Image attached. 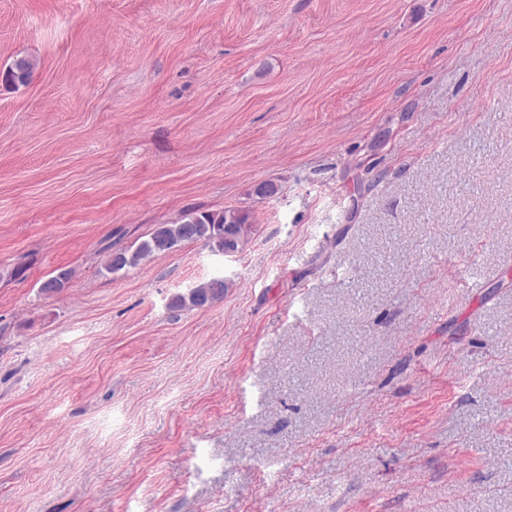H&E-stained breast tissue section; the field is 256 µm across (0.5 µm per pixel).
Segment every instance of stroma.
Segmentation results:
<instances>
[{
    "instance_id": "stroma-1",
    "label": "stroma",
    "mask_w": 512,
    "mask_h": 512,
    "mask_svg": "<svg viewBox=\"0 0 512 512\" xmlns=\"http://www.w3.org/2000/svg\"><path fill=\"white\" fill-rule=\"evenodd\" d=\"M21 57L0 512H512V0H0ZM251 227L250 215L241 210H189L178 223L158 224L148 238L141 241L134 250L133 246H130L111 251L105 262V269L109 273H117L125 268L137 266L146 257L170 253L182 244L191 242H203L211 251L224 254L225 257H233L237 252L232 248L224 252V248L233 246L240 252L248 240ZM231 229L235 231V238L229 242L224 232ZM228 283L224 277H212L209 280L190 289L186 294H178L171 299L173 308H204L224 297Z\"/></svg>"
}]
</instances>
